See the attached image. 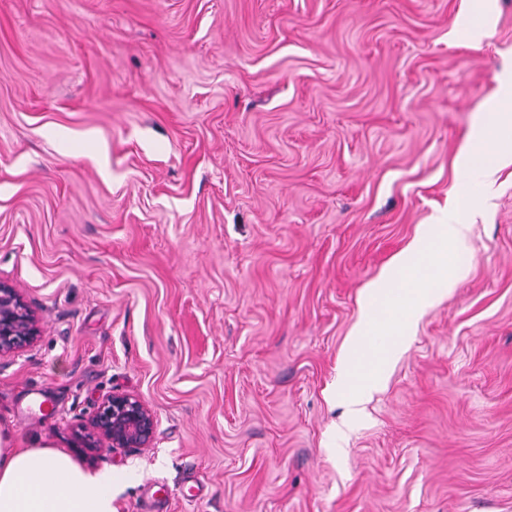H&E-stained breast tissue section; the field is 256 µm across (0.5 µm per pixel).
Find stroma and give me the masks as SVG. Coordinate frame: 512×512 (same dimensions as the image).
Returning <instances> with one entry per match:
<instances>
[{"label": "stroma", "instance_id": "stroma-1", "mask_svg": "<svg viewBox=\"0 0 512 512\" xmlns=\"http://www.w3.org/2000/svg\"><path fill=\"white\" fill-rule=\"evenodd\" d=\"M0 0V421L116 512H512V167L344 439L366 289L459 191L512 0ZM55 411L21 416L31 388ZM150 447L87 458L102 399ZM39 333L37 320L16 288L0 282V358L17 353ZM156 420L150 408L138 397L112 393L100 403L87 426L76 433L78 448L92 458L105 445L109 451L147 448L154 438Z\"/></svg>", "mask_w": 512, "mask_h": 512}]
</instances>
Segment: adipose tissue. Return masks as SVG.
<instances>
[{
  "mask_svg": "<svg viewBox=\"0 0 512 512\" xmlns=\"http://www.w3.org/2000/svg\"><path fill=\"white\" fill-rule=\"evenodd\" d=\"M500 118L487 110L460 149L470 179L485 194L498 170L512 164ZM113 483L111 470L87 469L50 445L20 447L14 430L0 424V512H116Z\"/></svg>",
  "mask_w": 512,
  "mask_h": 512,
  "instance_id": "1",
  "label": "adipose tissue"
}]
</instances>
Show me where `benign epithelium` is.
Segmentation results:
<instances>
[{"label": "benign epithelium", "instance_id": "obj_1", "mask_svg": "<svg viewBox=\"0 0 512 512\" xmlns=\"http://www.w3.org/2000/svg\"><path fill=\"white\" fill-rule=\"evenodd\" d=\"M39 333L37 320L16 288L0 282V358L17 353ZM156 420L138 397L112 393L100 403L88 425L76 436L88 457L100 447L110 451L146 448L154 438Z\"/></svg>", "mask_w": 512, "mask_h": 512}]
</instances>
